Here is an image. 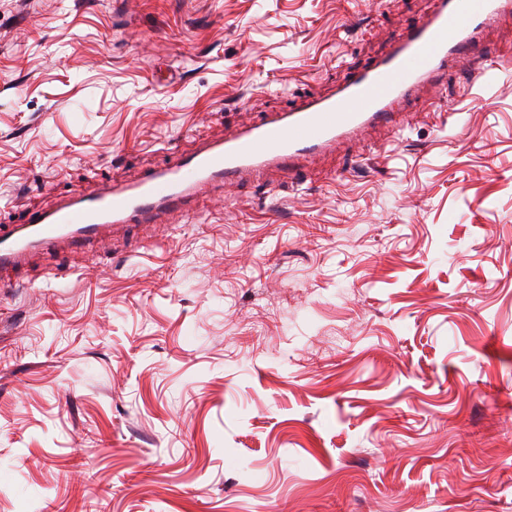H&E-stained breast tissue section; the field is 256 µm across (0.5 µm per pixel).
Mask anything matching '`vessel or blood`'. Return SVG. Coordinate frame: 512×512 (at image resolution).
Segmentation results:
<instances>
[{"instance_id": "1", "label": "vessel or blood", "mask_w": 512, "mask_h": 512, "mask_svg": "<svg viewBox=\"0 0 512 512\" xmlns=\"http://www.w3.org/2000/svg\"><path fill=\"white\" fill-rule=\"evenodd\" d=\"M511 12L512 0H437L381 56L345 66L329 94L269 113L192 152H172L166 164L142 170L132 182L29 211L20 223L0 229V268L20 267L36 252L92 246L116 225L163 223L207 188L262 180L272 170L297 177L303 162L366 129L401 130L400 106L422 87L442 85L457 65H470L473 80L486 79L480 37Z\"/></svg>"}]
</instances>
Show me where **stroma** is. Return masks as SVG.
I'll use <instances>...</instances> for the list:
<instances>
[{"label":"stroma","instance_id":"stroma-1","mask_svg":"<svg viewBox=\"0 0 512 512\" xmlns=\"http://www.w3.org/2000/svg\"><path fill=\"white\" fill-rule=\"evenodd\" d=\"M433 0H0V225L327 94ZM0 270V512H512V69Z\"/></svg>","mask_w":512,"mask_h":512}]
</instances>
